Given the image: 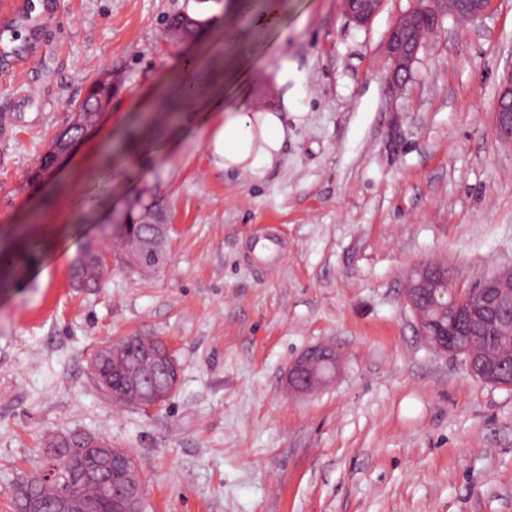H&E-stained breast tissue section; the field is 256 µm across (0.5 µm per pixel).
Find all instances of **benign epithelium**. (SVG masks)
Masks as SVG:
<instances>
[{"label": "benign epithelium", "mask_w": 512, "mask_h": 512, "mask_svg": "<svg viewBox=\"0 0 512 512\" xmlns=\"http://www.w3.org/2000/svg\"><path fill=\"white\" fill-rule=\"evenodd\" d=\"M383 0H344L348 18L358 26L367 25ZM490 0H417V5L402 14L393 25L387 56L390 77L406 80L423 45L424 35L439 28L446 16L477 20L483 17ZM497 134L512 142V72L508 73L493 113ZM403 302L413 315L418 334L437 353L463 356L467 369L478 381L502 388L512 387V373L498 374L492 357L460 343L462 329L478 314L495 309V323L504 336L512 335V266L498 269L484 277L476 288L460 292L453 288L441 266L422 263L407 276ZM162 374L178 371L170 348L162 357H153ZM338 357L326 348L314 346L296 357L288 366L285 384L289 391L304 394L333 377ZM87 465L70 480L101 485L103 494L112 498L114 512H143L145 487L134 456L117 452L100 437L75 449Z\"/></svg>", "instance_id": "1"}]
</instances>
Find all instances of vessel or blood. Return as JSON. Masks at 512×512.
Here are the masks:
<instances>
[{"instance_id":"1","label":"vessel or blood","mask_w":512,"mask_h":512,"mask_svg":"<svg viewBox=\"0 0 512 512\" xmlns=\"http://www.w3.org/2000/svg\"><path fill=\"white\" fill-rule=\"evenodd\" d=\"M61 0H49L41 13H34L28 0H15L11 9L0 14V70L14 72L35 67L45 49L42 35L53 19L62 14ZM27 31L24 41H17L18 31Z\"/></svg>"}]
</instances>
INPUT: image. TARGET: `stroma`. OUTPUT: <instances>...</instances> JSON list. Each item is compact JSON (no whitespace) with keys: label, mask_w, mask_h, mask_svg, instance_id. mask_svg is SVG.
I'll use <instances>...</instances> for the list:
<instances>
[{"label":"stroma","mask_w":512,"mask_h":512,"mask_svg":"<svg viewBox=\"0 0 512 512\" xmlns=\"http://www.w3.org/2000/svg\"><path fill=\"white\" fill-rule=\"evenodd\" d=\"M33 70L0 74V512L43 471L46 448L82 431L135 456L145 512H512V390L431 350L402 302L414 266L466 289L512 266V143L493 128L512 71V0L473 22L445 17L406 83L386 44L412 0L365 26L342 0H291L267 45L228 51L245 0H63ZM186 15L198 25L173 42ZM226 99L288 115L263 179L225 173L216 119L184 127L180 57ZM251 60L243 75L232 63ZM119 77L92 126L48 173L40 162L91 84ZM154 129L140 176L110 180ZM54 212L68 238L41 222ZM167 225L164 267L113 263L74 283L103 224ZM286 247L261 263L256 236ZM155 336L180 379L149 410L100 392L88 360L106 340ZM329 346L326 388L285 390L289 364ZM87 255L88 254L84 252L82 256L77 259L73 268V277L82 288H96L103 275L96 266L84 259Z\"/></svg>","instance_id":"1"}]
</instances>
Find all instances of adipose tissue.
<instances>
[{
	"label": "adipose tissue",
	"mask_w": 512,
	"mask_h": 512,
	"mask_svg": "<svg viewBox=\"0 0 512 512\" xmlns=\"http://www.w3.org/2000/svg\"><path fill=\"white\" fill-rule=\"evenodd\" d=\"M221 113L223 119L211 137L212 151L225 171L243 170L262 179L278 156L286 138V122L277 112H244L233 101L214 91L193 100L184 125L202 121L205 114Z\"/></svg>",
	"instance_id": "adipose-tissue-1"
}]
</instances>
